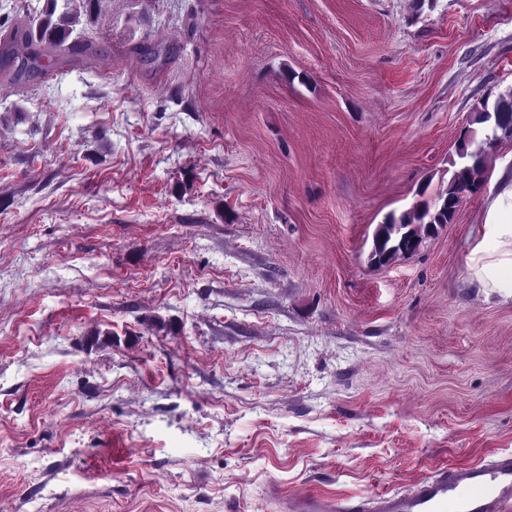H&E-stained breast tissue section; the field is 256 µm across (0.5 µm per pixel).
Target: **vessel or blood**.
<instances>
[{"label": "vessel or blood", "instance_id": "b4317fda", "mask_svg": "<svg viewBox=\"0 0 512 512\" xmlns=\"http://www.w3.org/2000/svg\"><path fill=\"white\" fill-rule=\"evenodd\" d=\"M288 512H512V453L436 470L407 491L336 499L293 495Z\"/></svg>", "mask_w": 512, "mask_h": 512}]
</instances>
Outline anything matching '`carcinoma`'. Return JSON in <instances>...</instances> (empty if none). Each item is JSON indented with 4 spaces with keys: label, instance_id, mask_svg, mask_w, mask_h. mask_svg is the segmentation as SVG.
<instances>
[{
    "label": "carcinoma",
    "instance_id": "carcinoma-1",
    "mask_svg": "<svg viewBox=\"0 0 512 512\" xmlns=\"http://www.w3.org/2000/svg\"><path fill=\"white\" fill-rule=\"evenodd\" d=\"M101 4V0H63V11L57 13L58 0H47V6L40 16L28 22L17 24L13 32L0 43V57L14 58V45L24 43L27 47L62 48L71 38L81 19L91 18ZM491 123L492 135L473 150L468 143L461 141L459 157L466 163L456 171L446 190L438 194L434 207L423 203L399 215L390 213L385 217L373 235L369 259L377 266L388 265L419 245L422 235L431 234L438 225L455 222L461 194L473 191L485 181V152L502 139H512V93L499 97L493 106L483 100L475 108L471 124Z\"/></svg>",
    "mask_w": 512,
    "mask_h": 512
}]
</instances>
